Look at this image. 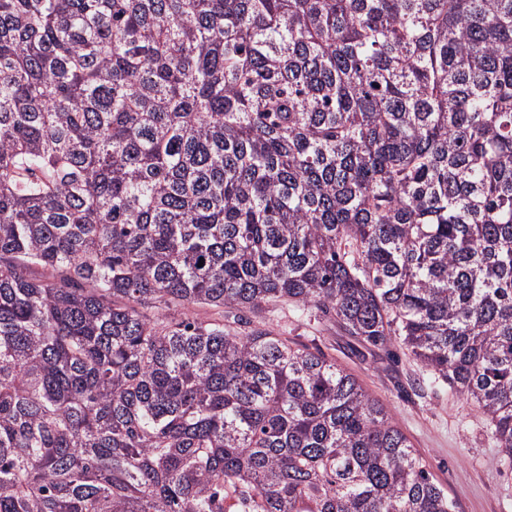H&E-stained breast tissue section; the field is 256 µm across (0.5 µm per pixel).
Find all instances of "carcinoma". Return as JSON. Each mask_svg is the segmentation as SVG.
<instances>
[{
    "mask_svg": "<svg viewBox=\"0 0 512 512\" xmlns=\"http://www.w3.org/2000/svg\"><path fill=\"white\" fill-rule=\"evenodd\" d=\"M278 300L512 463V0H0V512H455ZM158 308H152L148 310L149 314L154 312L159 314H165L175 320L191 319L201 322H214L224 319V323L227 319L233 320V313L228 312V309L216 308L204 304H196L189 306L188 308L180 306L175 303L165 304L163 302H157L155 304Z\"/></svg>",
    "mask_w": 512,
    "mask_h": 512,
    "instance_id": "cac0c4a2",
    "label": "carcinoma"
}]
</instances>
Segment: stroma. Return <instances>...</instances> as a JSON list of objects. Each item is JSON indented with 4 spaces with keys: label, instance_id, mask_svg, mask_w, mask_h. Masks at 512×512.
<instances>
[{
    "label": "stroma",
    "instance_id": "35a3bbf8",
    "mask_svg": "<svg viewBox=\"0 0 512 512\" xmlns=\"http://www.w3.org/2000/svg\"><path fill=\"white\" fill-rule=\"evenodd\" d=\"M266 321L289 343L336 361L390 410L456 512H512V466L500 463L476 403L452 393L445 382L428 380L405 348L394 346L393 358H386L327 317H299L291 305L280 303Z\"/></svg>",
    "mask_w": 512,
    "mask_h": 512
}]
</instances>
